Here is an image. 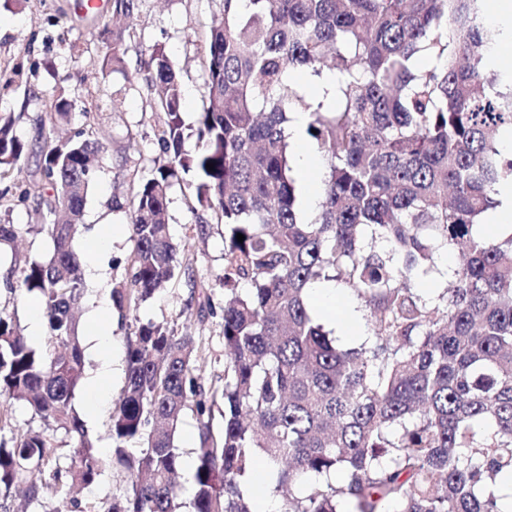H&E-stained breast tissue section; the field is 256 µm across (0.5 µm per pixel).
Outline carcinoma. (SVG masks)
<instances>
[{"label":"carcinoma","mask_w":512,"mask_h":512,"mask_svg":"<svg viewBox=\"0 0 512 512\" xmlns=\"http://www.w3.org/2000/svg\"><path fill=\"white\" fill-rule=\"evenodd\" d=\"M482 2L247 0L241 9L222 0L192 148L180 74L153 47L144 61L148 106L164 114L158 141L168 161L133 187L134 248L112 304L135 315L191 276L167 222L173 179L191 176L200 208L224 223V384L196 374L202 340L138 322L110 417V463L128 485L107 512H253L246 486L260 458L284 498L281 512H499L493 485L512 473V232L485 237L478 227L497 206L496 186L512 182V154L500 148L512 132V84L488 77L501 38L483 22ZM418 55L426 68L414 66ZM296 67L341 75L336 105L280 93ZM50 108L53 128L89 118L64 96ZM294 112L307 117L327 161L307 223L286 132ZM106 151L81 132L64 142L48 135L41 178L54 199L33 201L20 184L0 192L53 244L21 278L3 276L9 292L41 304L46 345L33 346L0 315V398L24 399L42 422L0 439V512H11L21 487L43 512H89L72 490L101 475L74 404L85 377L74 309L85 283L73 241L93 162ZM25 152L1 113L0 178ZM448 247L458 249L449 284L425 299L412 285ZM336 279L368 307L371 343L344 349L312 318L308 287ZM188 411L199 448L184 501L176 435ZM59 432L74 440L67 455Z\"/></svg>","instance_id":"obj_1"}]
</instances>
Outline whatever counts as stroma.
Listing matches in <instances>:
<instances>
[{"label": "stroma", "instance_id": "stroma-1", "mask_svg": "<svg viewBox=\"0 0 512 512\" xmlns=\"http://www.w3.org/2000/svg\"><path fill=\"white\" fill-rule=\"evenodd\" d=\"M220 16V0H142L133 20L138 38L127 42L123 65L111 70L103 68L102 60L112 48L113 32L125 26L114 17L112 7L95 14L84 13L78 0H25L19 9L0 7V71L16 76L12 85L0 83V113L12 115L14 132L26 146L17 181L31 186L41 183L40 147L49 132L41 121L57 96L75 99L86 107L89 120L75 121L73 130L84 131L90 139H102L107 146L88 191L83 227L73 242L82 262H94L100 271L98 282L87 283L79 311L78 333L87 346V369L95 367L94 352L88 347L94 313L109 301L112 286L124 279L134 247L127 229L132 184L152 177L165 161L158 143L162 115L145 106L146 74L140 63L154 45L164 47L182 75L184 134L194 137L208 98L204 47L212 22ZM74 43L84 46V53L71 51ZM167 219L174 243L185 250L192 276L173 280L140 308L138 318H124L111 311L112 346L118 358H125L136 319L167 324L178 332L202 337L205 350L196 364L197 373L203 382L220 385L224 382L222 315L217 312L197 319L187 303L194 287L211 290L214 303L223 301L219 279L224 273V226L213 213L201 211L194 187L184 181L174 183L169 191ZM0 222L18 230L17 251L1 254L0 267L19 271L26 261L51 255L50 240L29 231L24 207L0 206ZM114 226L121 232L113 236L111 247L95 255L88 253L87 244L97 231ZM125 377L121 371L108 380V404L98 411L89 409L86 390L76 394L75 405L104 454L112 446V405ZM126 485V473L108 465L78 497L92 512H103L106 503Z\"/></svg>", "mask_w": 512, "mask_h": 512}]
</instances>
